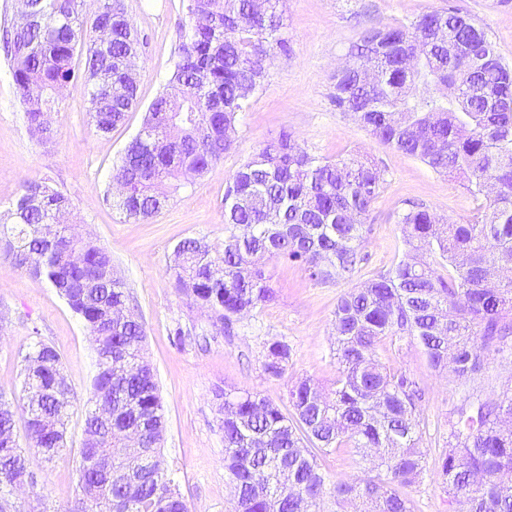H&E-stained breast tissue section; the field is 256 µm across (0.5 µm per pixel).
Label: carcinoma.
<instances>
[{
	"label": "carcinoma",
	"instance_id": "cac0c4a2",
	"mask_svg": "<svg viewBox=\"0 0 512 512\" xmlns=\"http://www.w3.org/2000/svg\"><path fill=\"white\" fill-rule=\"evenodd\" d=\"M284 0H182L188 18L167 90L148 107V139L114 165L124 182L116 209L147 221L170 196L224 159L234 128L275 53L288 50ZM81 0H31L24 28H3L30 133L53 138L58 92L80 76L97 133L122 125L138 104L130 80L140 41L121 0H102L86 38ZM85 46L82 74L75 54ZM331 100L375 139L417 158L439 174L461 179L478 201L465 223L442 224L426 204L409 201L397 214L405 251L388 269L360 280L336 304L334 387L310 378L289 390L291 413L249 391L217 394L224 415V468L236 512H320L326 478L310 449L374 448L365 478L333 486L336 500L363 512H413L398 491L422 478L425 421L419 391L406 374L381 361L386 338L418 342L429 366L461 382L482 374L484 354L512 351V67L474 19L453 2L408 24L366 29L346 69L331 77ZM384 183L383 171L360 155L332 160L310 152L283 130L232 175L224 192V248L181 240L176 287L211 310L231 331L238 316L271 303L263 261L300 266L310 279L348 281L359 271L363 226ZM72 204L46 181L32 180L0 225V257L48 281L89 334L97 338L96 374L85 400L79 448L80 497L70 512H189L161 454L166 418L152 367L143 360L145 330L126 307L124 283L111 255L80 237L71 224L55 236L43 225L70 214ZM288 343L268 347L264 373L281 377ZM23 388L42 391L40 413L0 394V492L32 475L36 459L66 450L73 391L59 352L38 341L23 357ZM112 426L137 430L143 445L128 448L91 435ZM22 419L26 446L16 435ZM448 449L439 476L458 512H512V394L498 401L470 394L448 420Z\"/></svg>",
	"mask_w": 512,
	"mask_h": 512
}]
</instances>
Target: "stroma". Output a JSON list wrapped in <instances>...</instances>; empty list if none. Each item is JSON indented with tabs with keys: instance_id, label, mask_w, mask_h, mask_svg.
I'll use <instances>...</instances> for the list:
<instances>
[{
	"instance_id": "1",
	"label": "stroma",
	"mask_w": 512,
	"mask_h": 512,
	"mask_svg": "<svg viewBox=\"0 0 512 512\" xmlns=\"http://www.w3.org/2000/svg\"><path fill=\"white\" fill-rule=\"evenodd\" d=\"M452 1L476 19L504 62L512 65V0H287L288 50L268 66L236 126L232 150L145 223L123 219L106 195L113 186L115 161L140 130L148 106L173 70L186 20L180 0H123L141 41L139 105L105 137L97 136L90 124L87 88L78 79L63 90L53 140L39 143L27 129L20 93L0 55V215H6L26 181H46L70 198L80 232L110 253L130 294L129 307L145 327V357L155 371L166 414L165 464L190 512H234L216 390L256 392L285 409L288 389L299 378L331 386L338 368L330 351L334 311L349 284H321L299 266L267 262L275 301L239 319L227 336L213 313L177 291L169 273L176 244L196 237L223 247V199L231 175L284 129L313 152L331 159L358 153L383 171L385 184L365 225L368 261L360 277L389 268L403 252L395 217L405 201L424 203L450 223L469 218L475 203L459 179L437 174L419 159L373 139L330 100L331 76L365 28L407 23ZM179 327L197 334L198 343H178L174 331ZM40 340L60 353L77 396L68 425L72 450L53 462L33 463L35 491L0 500L7 512H32L39 502L48 512L74 507L76 450L83 439L96 353L83 322L54 288L0 260V393L7 399L18 396L22 356ZM276 340L288 343L291 357L285 374L271 378L262 365ZM382 360L418 383L424 393L420 413L429 423L423 441L426 475L401 493L414 512H449L438 460L446 450L448 419L470 389L433 371L419 344L407 337L389 346ZM510 387L512 357L486 355L482 381L472 390L494 400ZM318 463L332 484L364 475L369 468L353 448L319 454Z\"/></svg>"
}]
</instances>
